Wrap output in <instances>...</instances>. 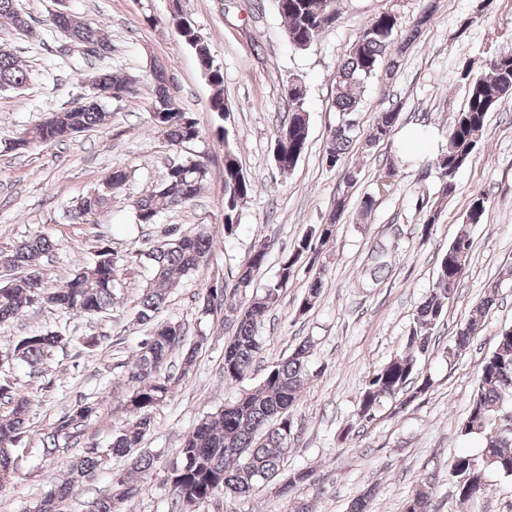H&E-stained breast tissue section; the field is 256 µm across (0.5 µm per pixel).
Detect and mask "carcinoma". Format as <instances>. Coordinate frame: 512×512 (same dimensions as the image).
<instances>
[{
    "label": "carcinoma",
    "instance_id": "carcinoma-1",
    "mask_svg": "<svg viewBox=\"0 0 512 512\" xmlns=\"http://www.w3.org/2000/svg\"><path fill=\"white\" fill-rule=\"evenodd\" d=\"M285 19L288 41L300 50L310 48L336 22L337 0H288L278 6ZM0 17L10 18L16 27L30 32L32 25L18 9V0H0ZM177 22L184 28L183 42L193 50L202 73L215 84L210 109L219 119L229 118V108L224 101L222 85L224 75L211 53L209 43L200 39V30L182 16L178 4H173V14L168 23ZM64 25L77 36H89L112 46L97 25L76 15L64 20ZM398 17L385 11L372 19L362 30L338 68L335 84V107L339 122L330 131L327 157L334 162L343 160L353 143L352 127L346 120L358 111V92L371 79L376 69L388 63L390 69L399 67L393 45V34ZM487 74L475 75L472 68L461 71L468 84V97L462 111L455 114L448 127V142L436 158L441 196L448 198L456 191L455 178L467 165L477 148V135L484 128L489 112L505 97L512 96V50L504 49L482 64ZM126 75L118 72L100 73L95 82L110 88L118 99L132 96L135 91L125 88ZM32 79V74L22 67L17 58L6 49H0V89H19ZM288 93V123L278 128L275 143L288 153L283 171L292 170L308 146V112L305 109V86L292 80ZM398 113L381 114L367 137L372 145L389 137ZM153 127L174 149L193 143L202 137L196 120L188 112L167 106L164 98L155 96L150 108ZM107 112L103 105L70 106L49 112L42 120L25 131L26 142L63 141L76 133L105 123ZM209 174V158L199 157L193 165L187 160L167 168L163 180L134 204L135 218L140 224L158 223L168 210L192 202L199 194ZM130 179V173L117 169L97 188L93 189L70 211L76 224H96L108 209L112 197L121 191ZM253 193V185L243 175L229 140H224V237H233L238 230L242 206ZM487 207L486 197L479 193L472 197L467 210V223L482 222ZM345 209V197L336 198V208L322 224H314L294 244L280 263L276 281L261 293H255L241 306L227 303L252 287L255 274L265 265L270 243L263 249L252 250L240 267L234 283L205 289L200 300L201 314L220 317L231 323L235 331L224 344V381L233 384L250 373L262 349L260 328L267 314L277 305L283 288L294 278L296 268L302 264L313 266L321 249L333 239L337 216ZM423 221L421 232L430 235L439 218L438 207L423 200L419 202ZM212 238L206 232L166 231V239L146 252L134 251L119 255L112 248L98 247L91 261L79 266L61 288L51 287L44 275L42 260L52 250L46 235L21 241L0 261L22 275L0 287V323L14 319L27 309L39 305L72 315H94L111 309L117 300L116 288L120 268L141 264L149 272L145 288L136 302V321L149 329V336L139 345L135 361L129 370L132 383L127 400L131 419L116 430L107 452L124 457L134 455L131 466L147 476L153 467V458L134 450L141 447L146 433L151 429L153 413L164 404L176 389L178 382L189 373L196 358L208 341V336L198 333L194 340L186 339L178 322H158L157 314L166 305L176 274L190 273L206 262L211 254ZM471 241L462 232L442 255L434 287L416 310L406 339L407 353L395 357L379 368L366 381L357 399L355 422L357 429L371 422L378 407L387 399H397L407 386H415L414 394H422L432 386L431 378L419 371V359L431 344L434 329L447 313V305L455 287L462 278ZM392 249L385 241L375 242L368 257L365 273L367 282L379 281L389 270ZM322 288L321 273H316L300 303L301 311L310 310ZM495 303L491 291L475 304L467 323L458 329L452 353L465 352L474 331ZM66 344V339L55 331L30 334L18 339L8 356L31 368L42 371L52 352ZM175 353L180 354L182 369L179 375L167 371V363ZM312 344L305 340L282 361L267 369L261 385L255 390L242 392L234 401L204 416L186 435L180 459L167 472L166 482L171 486L170 512H201V508L219 495L247 497L257 488L277 479L292 447L295 422L291 409L296 405L301 390L311 377L309 359ZM7 399L8 414L0 415V488L15 473L13 448L26 432L31 400L23 393L0 385V400ZM97 411V404L81 403L71 413L51 424L42 436L41 452L51 455L59 447L77 437L80 427ZM460 435H482L485 446L477 455L460 454L450 465L456 496L470 501L487 491L485 480L488 471L512 477V326L503 328L497 336L494 349L481 362L478 387L469 404L466 418L459 425ZM105 456L97 452L77 457L69 465L68 477L54 485L40 498L36 512H64L73 491L95 471L103 466ZM309 478L306 470L288 475L279 488L287 494ZM137 490V484L121 476L113 483L112 492L88 502L87 512H120L121 504ZM404 512H433L432 492L417 489L404 504Z\"/></svg>",
    "mask_w": 512,
    "mask_h": 512
}]
</instances>
